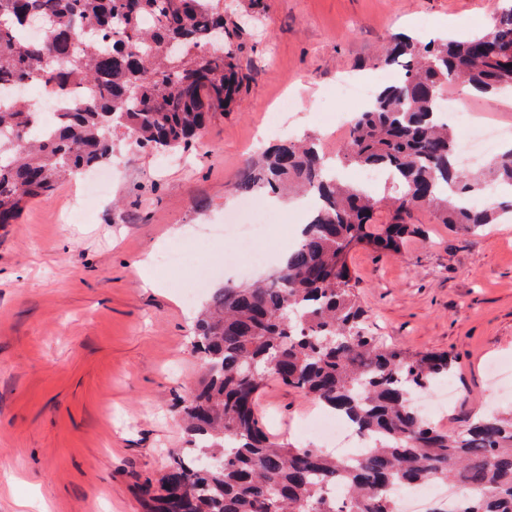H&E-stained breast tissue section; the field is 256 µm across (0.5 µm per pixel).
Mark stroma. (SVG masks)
Masks as SVG:
<instances>
[{
    "label": "stroma",
    "mask_w": 512,
    "mask_h": 512,
    "mask_svg": "<svg viewBox=\"0 0 512 512\" xmlns=\"http://www.w3.org/2000/svg\"><path fill=\"white\" fill-rule=\"evenodd\" d=\"M260 13L240 39L241 98L199 141L161 157L118 136L112 182L94 204L71 180L0 227V512H142V486L184 445L175 406L201 371L197 308L180 289L193 269L173 273L158 255L208 241L196 262L214 265L213 293L272 274L304 211L285 208V223L266 225L263 263L244 255L220 269L231 244L208 236L238 211L228 190L246 161L287 137L323 138L331 113L355 112L336 86L384 73L377 57L393 34L481 32L492 0H261ZM285 97L294 107L267 134ZM412 221L423 233L399 253L349 258L369 331L410 352L449 353L455 400L434 413L441 426L511 409L512 221L462 234L427 207ZM146 258L151 288L136 274ZM259 409L268 433L317 447L305 430L313 401L271 381Z\"/></svg>",
    "instance_id": "35a3bbf8"
}]
</instances>
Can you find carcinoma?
<instances>
[{"mask_svg":"<svg viewBox=\"0 0 512 512\" xmlns=\"http://www.w3.org/2000/svg\"><path fill=\"white\" fill-rule=\"evenodd\" d=\"M241 29L224 0H0V90L47 82L62 97L48 134L25 93L0 97V224L110 161L118 133L158 152L189 146L239 98ZM381 62L399 77L352 118L341 155L397 177L391 222L373 223L378 201L312 141L247 163L234 193L280 198L295 186L318 204L276 275L200 310L192 351L204 371L179 410L187 447L145 487L144 512H395L393 491L423 482L466 489L454 512H512V411L454 430L431 422L413 399L448 376V354L370 335L348 264L360 247L398 252L419 233L420 207L461 233L498 222L473 199L489 179L512 189V150L483 173L460 170L437 104L452 81L512 88V0H494L491 25L463 40L398 34ZM270 380L348 419L369 447L346 458L271 436L259 411Z\"/></svg>","mask_w":512,"mask_h":512,"instance_id":"obj_1","label":"carcinoma"}]
</instances>
